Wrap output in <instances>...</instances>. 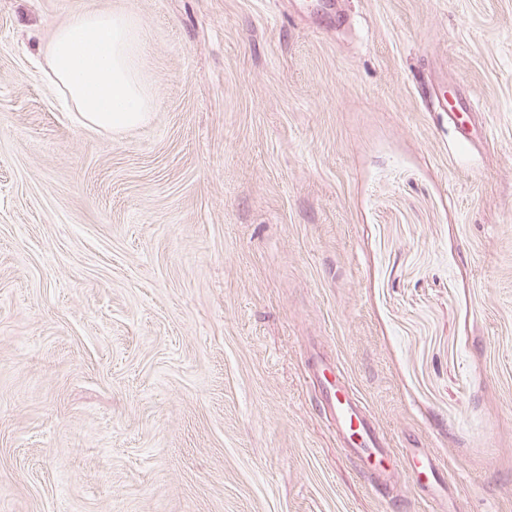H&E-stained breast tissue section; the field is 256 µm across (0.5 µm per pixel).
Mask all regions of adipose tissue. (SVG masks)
<instances>
[{
	"label": "adipose tissue",
	"instance_id": "obj_1",
	"mask_svg": "<svg viewBox=\"0 0 512 512\" xmlns=\"http://www.w3.org/2000/svg\"><path fill=\"white\" fill-rule=\"evenodd\" d=\"M139 50V28L129 13L80 11L48 43L47 76L84 126L119 133L144 123L152 109Z\"/></svg>",
	"mask_w": 512,
	"mask_h": 512
}]
</instances>
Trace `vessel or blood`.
Masks as SVG:
<instances>
[{"label":"vessel or blood","mask_w":512,"mask_h":512,"mask_svg":"<svg viewBox=\"0 0 512 512\" xmlns=\"http://www.w3.org/2000/svg\"><path fill=\"white\" fill-rule=\"evenodd\" d=\"M309 378L319 385L325 422L340 447L359 463L375 488L389 493L394 467L404 452L395 449L393 439L359 395L342 362L317 365ZM419 462L424 476L416 484L427 497L439 481L445 480L447 468L433 455L420 457Z\"/></svg>","instance_id":"vessel-or-blood-1"}]
</instances>
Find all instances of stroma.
Listing matches in <instances>:
<instances>
[{"instance_id": "35a3bbf8", "label": "stroma", "mask_w": 512, "mask_h": 512, "mask_svg": "<svg viewBox=\"0 0 512 512\" xmlns=\"http://www.w3.org/2000/svg\"><path fill=\"white\" fill-rule=\"evenodd\" d=\"M340 7L0 0V512H430L339 448L313 346L438 507L512 512V0ZM82 10L135 18L146 124L61 108ZM411 458L412 461L420 462L422 465L423 471L420 474H425V478L422 479L419 474L415 482L420 493L429 499L432 489L436 484H439V481H443L446 484V475H448L446 465L434 455L422 456L412 454Z\"/></svg>"}]
</instances>
